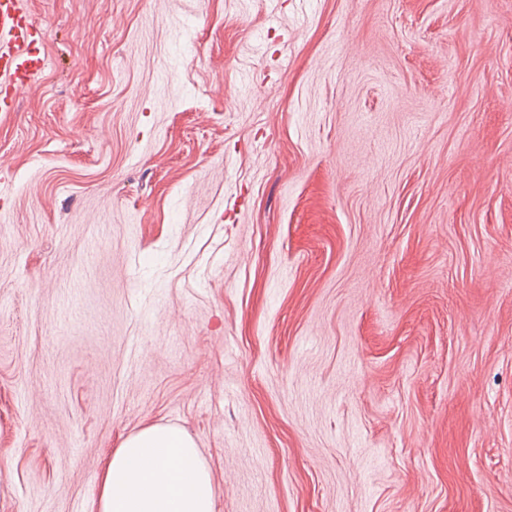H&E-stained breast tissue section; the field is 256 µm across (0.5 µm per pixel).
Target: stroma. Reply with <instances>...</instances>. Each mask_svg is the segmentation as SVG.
I'll return each instance as SVG.
<instances>
[{
    "instance_id": "obj_1",
    "label": "stroma",
    "mask_w": 512,
    "mask_h": 512,
    "mask_svg": "<svg viewBox=\"0 0 512 512\" xmlns=\"http://www.w3.org/2000/svg\"><path fill=\"white\" fill-rule=\"evenodd\" d=\"M0 512L182 428L215 512H512V0H26Z\"/></svg>"
}]
</instances>
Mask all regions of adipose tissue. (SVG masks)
Masks as SVG:
<instances>
[{"label":"adipose tissue","instance_id":"obj_1","mask_svg":"<svg viewBox=\"0 0 512 512\" xmlns=\"http://www.w3.org/2000/svg\"><path fill=\"white\" fill-rule=\"evenodd\" d=\"M96 512H214L210 469L184 430L146 426L105 458Z\"/></svg>","mask_w":512,"mask_h":512}]
</instances>
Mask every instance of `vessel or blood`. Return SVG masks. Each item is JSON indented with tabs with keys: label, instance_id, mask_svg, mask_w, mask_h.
Segmentation results:
<instances>
[{
	"label": "vessel or blood",
	"instance_id": "vessel-or-blood-1",
	"mask_svg": "<svg viewBox=\"0 0 512 512\" xmlns=\"http://www.w3.org/2000/svg\"><path fill=\"white\" fill-rule=\"evenodd\" d=\"M45 64L36 25L23 0H0V112L14 111L19 94Z\"/></svg>",
	"mask_w": 512,
	"mask_h": 512
}]
</instances>
